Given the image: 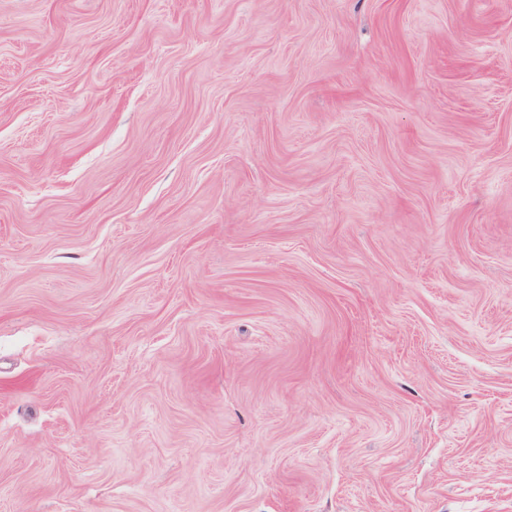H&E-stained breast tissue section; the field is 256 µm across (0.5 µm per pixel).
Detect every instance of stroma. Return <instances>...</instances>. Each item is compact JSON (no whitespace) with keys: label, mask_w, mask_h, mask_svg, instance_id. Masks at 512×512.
Masks as SVG:
<instances>
[{"label":"stroma","mask_w":512,"mask_h":512,"mask_svg":"<svg viewBox=\"0 0 512 512\" xmlns=\"http://www.w3.org/2000/svg\"><path fill=\"white\" fill-rule=\"evenodd\" d=\"M0 512H512V0H0Z\"/></svg>","instance_id":"stroma-1"}]
</instances>
